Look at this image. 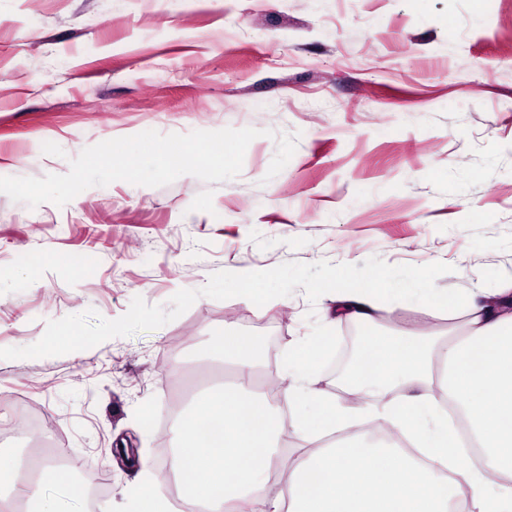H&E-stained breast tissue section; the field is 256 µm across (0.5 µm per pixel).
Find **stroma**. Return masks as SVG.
I'll return each mask as SVG.
<instances>
[{"label": "stroma", "instance_id": "35a3bbf8", "mask_svg": "<svg viewBox=\"0 0 512 512\" xmlns=\"http://www.w3.org/2000/svg\"><path fill=\"white\" fill-rule=\"evenodd\" d=\"M226 127L261 132L228 181H116L33 209L0 193V348L237 268L378 257L451 265L442 289L512 278V0H0V177L64 174L84 148L145 130ZM269 129L298 137L272 178ZM332 306L300 287L262 309L202 297L155 330L0 359V455L22 468L31 437L8 430L34 403L72 458L54 486L99 469L93 512H129L121 443L167 495L171 393L217 367L214 339L260 337L261 371L279 378L307 313L345 335ZM394 327L460 331L405 305L376 322Z\"/></svg>", "mask_w": 512, "mask_h": 512}]
</instances>
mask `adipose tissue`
<instances>
[{
    "label": "adipose tissue",
    "mask_w": 512,
    "mask_h": 512,
    "mask_svg": "<svg viewBox=\"0 0 512 512\" xmlns=\"http://www.w3.org/2000/svg\"><path fill=\"white\" fill-rule=\"evenodd\" d=\"M336 316L373 326L406 303L421 317L463 319L440 341L398 327L368 336L342 381L351 393L384 392L382 409L355 408L315 389L317 344L292 349L289 383L257 396L261 363L250 336H222L237 380L198 394L179 417L172 470L185 501L203 512H512V283L454 299L417 275L391 287L373 271L356 288L329 279ZM294 407L284 421L274 402ZM396 430L402 443L368 441L365 421ZM296 429L309 449L279 478V442Z\"/></svg>",
    "instance_id": "obj_1"
}]
</instances>
